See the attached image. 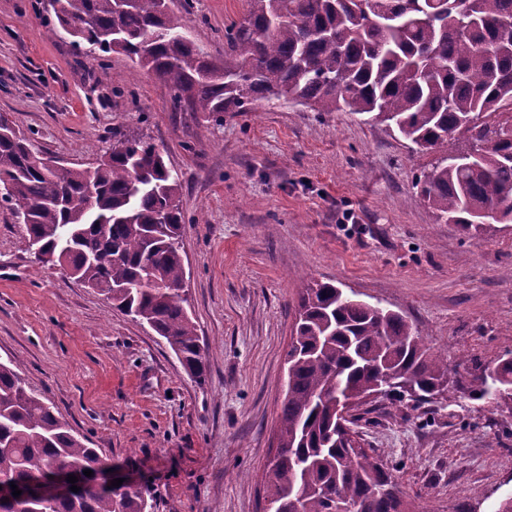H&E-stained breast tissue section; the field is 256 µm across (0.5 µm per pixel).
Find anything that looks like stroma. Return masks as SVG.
<instances>
[{
    "label": "stroma",
    "instance_id": "obj_1",
    "mask_svg": "<svg viewBox=\"0 0 512 512\" xmlns=\"http://www.w3.org/2000/svg\"><path fill=\"white\" fill-rule=\"evenodd\" d=\"M246 0H195L184 34L224 56ZM47 0H0V114L73 169L145 135L181 181L189 299L207 360L195 382L148 326L39 262L0 207V361L88 446L148 487L151 512H263L294 312L309 279L402 313L448 357L451 390L378 399L358 430L407 512H496L512 497V401L473 378L512 351V228L438 222L414 186L433 153L348 112L281 101L171 109L119 53L49 37ZM124 76L113 89L102 66Z\"/></svg>",
    "mask_w": 512,
    "mask_h": 512
}]
</instances>
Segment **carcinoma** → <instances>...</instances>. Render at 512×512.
Wrapping results in <instances>:
<instances>
[{
	"label": "carcinoma",
	"instance_id": "1",
	"mask_svg": "<svg viewBox=\"0 0 512 512\" xmlns=\"http://www.w3.org/2000/svg\"><path fill=\"white\" fill-rule=\"evenodd\" d=\"M51 36L70 27L75 43L105 59L123 53L165 81L176 112H250L294 100L314 112L366 115L437 154L415 187L437 220L468 235L481 212L512 225V0H247L225 26L224 59L213 60L181 32L161 0H57ZM156 29L167 38L149 41ZM15 130L0 136V205L75 280L147 324L185 370L204 379L206 362L189 302L178 175L144 137L117 140L96 164L56 173ZM288 380L278 414L277 462L265 474L271 512H404L386 496L393 480L365 448L336 427V404L370 394L383 371L386 397L425 401L445 392L447 359L427 348L402 314L348 300L332 283L299 296L286 353ZM479 398L512 401V353L494 374L473 378ZM64 469L81 489L30 503L34 484ZM90 469L93 475H84ZM120 474L86 447L19 375L0 362V484L22 490L0 512H148L139 487L98 484Z\"/></svg>",
	"mask_w": 512,
	"mask_h": 512
}]
</instances>
